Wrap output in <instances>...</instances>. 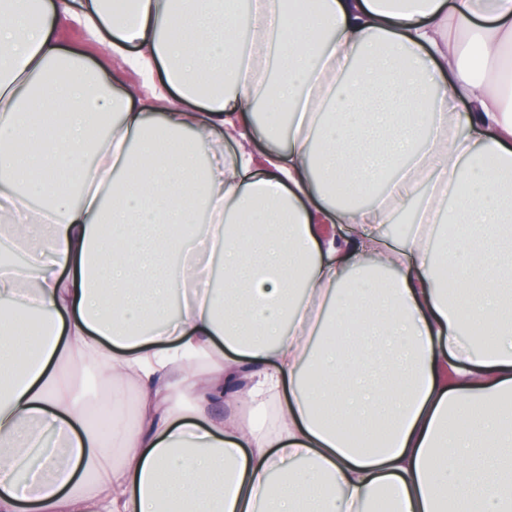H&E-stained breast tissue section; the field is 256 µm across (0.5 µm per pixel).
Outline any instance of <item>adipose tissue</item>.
I'll return each instance as SVG.
<instances>
[{"label":"adipose tissue","mask_w":512,"mask_h":512,"mask_svg":"<svg viewBox=\"0 0 512 512\" xmlns=\"http://www.w3.org/2000/svg\"><path fill=\"white\" fill-rule=\"evenodd\" d=\"M318 2L253 0L233 50L238 0H0V512H512V0ZM73 16L162 67L150 99L55 40ZM87 356L137 386L110 440L59 373Z\"/></svg>","instance_id":"adipose-tissue-1"}]
</instances>
